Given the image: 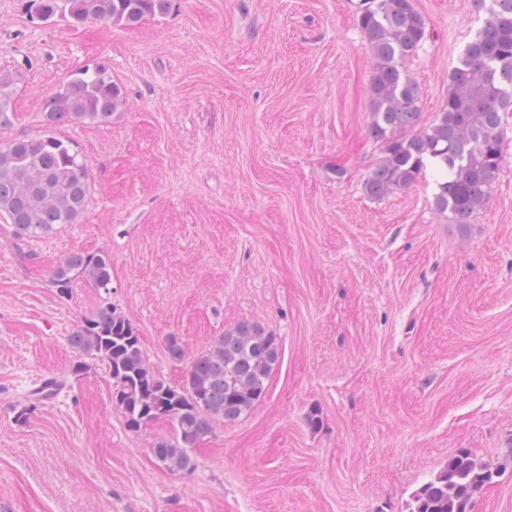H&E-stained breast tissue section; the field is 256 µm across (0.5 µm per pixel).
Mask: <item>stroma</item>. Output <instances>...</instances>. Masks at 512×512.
<instances>
[{
  "mask_svg": "<svg viewBox=\"0 0 512 512\" xmlns=\"http://www.w3.org/2000/svg\"><path fill=\"white\" fill-rule=\"evenodd\" d=\"M414 4L428 36L404 68L428 124L483 17ZM360 7L172 0L132 27L77 28L0 0V71L18 75L0 144L46 133L45 98L86 66L126 98L111 122L59 130L89 166L78 223L21 240L0 218V512H409L462 448L499 472L473 512H512V109L470 223L433 209L429 175L369 197L381 151ZM74 252L110 256L111 290L60 294L52 272ZM106 301L171 383L240 320L279 336L265 397L215 425L192 470L155 460L168 422L128 430L105 365L73 377L67 338ZM51 378L60 393L16 423Z\"/></svg>",
  "mask_w": 512,
  "mask_h": 512,
  "instance_id": "1",
  "label": "stroma"
}]
</instances>
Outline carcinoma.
Returning a JSON list of instances; mask_svg holds the SVG:
<instances>
[{"label": "carcinoma", "instance_id": "cac0c4a2", "mask_svg": "<svg viewBox=\"0 0 512 512\" xmlns=\"http://www.w3.org/2000/svg\"><path fill=\"white\" fill-rule=\"evenodd\" d=\"M30 19L57 16L132 26L162 16L171 0H25ZM485 15L448 74V100L432 123L421 125V92L402 69L427 36L414 0H365L358 24L373 60L369 132L382 157L364 179L375 199L404 190L433 167L438 175L432 206L466 224L485 207L503 154L501 112L512 106V0H471ZM16 78L0 72V130L11 125ZM124 105V92L104 65L77 71L46 99L43 112L56 126L102 124ZM88 164L66 138L52 132L19 135L0 146V217L18 239L51 235L75 224L90 198ZM80 279L110 291L112 262L105 253H73L53 271L60 292ZM68 342L82 356L108 368L113 399L132 432L160 420L170 438L152 448L170 472L194 467L193 452L215 424L241 420L265 395L281 361L279 338L263 323L242 320L194 357L183 379L171 384L148 365L133 323L106 301L73 328ZM62 386L47 380L31 394L37 402ZM498 472L461 450L412 496V512H472L473 498Z\"/></svg>", "mask_w": 512, "mask_h": 512}]
</instances>
